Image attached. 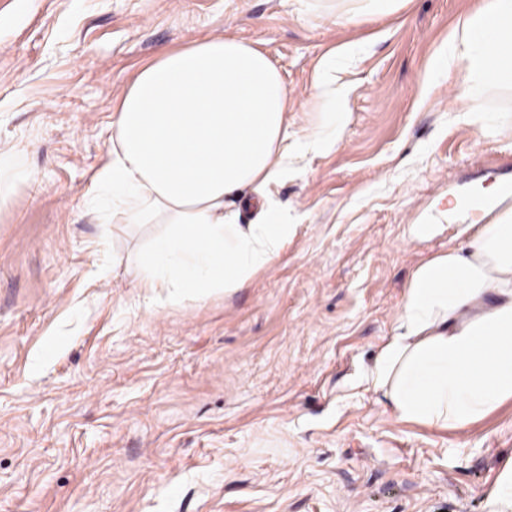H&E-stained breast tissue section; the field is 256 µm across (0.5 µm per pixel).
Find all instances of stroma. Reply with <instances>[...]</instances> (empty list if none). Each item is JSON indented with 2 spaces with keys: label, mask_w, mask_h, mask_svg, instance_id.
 Listing matches in <instances>:
<instances>
[{
  "label": "stroma",
  "mask_w": 512,
  "mask_h": 512,
  "mask_svg": "<svg viewBox=\"0 0 512 512\" xmlns=\"http://www.w3.org/2000/svg\"><path fill=\"white\" fill-rule=\"evenodd\" d=\"M485 4L351 26L323 0H0V152L33 177L0 206V512H486L512 399L458 431L398 421L365 381L415 269L500 211L449 203L512 184V87L486 84L510 119L482 132L466 69L427 78ZM214 35L270 55L301 135L324 57L368 49L339 73L341 141L270 188L298 219L279 257L232 293L150 305L137 257L159 227L113 231L93 177L138 70Z\"/></svg>",
  "instance_id": "1"
}]
</instances>
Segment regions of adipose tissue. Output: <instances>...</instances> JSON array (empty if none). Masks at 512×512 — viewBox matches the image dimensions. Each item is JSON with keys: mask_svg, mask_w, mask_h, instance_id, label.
Instances as JSON below:
<instances>
[{"mask_svg": "<svg viewBox=\"0 0 512 512\" xmlns=\"http://www.w3.org/2000/svg\"><path fill=\"white\" fill-rule=\"evenodd\" d=\"M329 56L313 95L319 118L292 136L288 87L269 55L229 36L164 52L126 88L112 120V149L96 188L112 195V222L165 224L138 258L145 298L178 302L243 287L277 258L295 231L266 194L291 155L317 156L342 134L339 59ZM466 68L470 121L482 122L484 82L512 87V0H487L449 35L433 78ZM257 197L252 223L232 208ZM367 381L403 422L464 430L512 399V206L413 273L394 334Z\"/></svg>", "mask_w": 512, "mask_h": 512, "instance_id": "obj_1", "label": "adipose tissue"}]
</instances>
